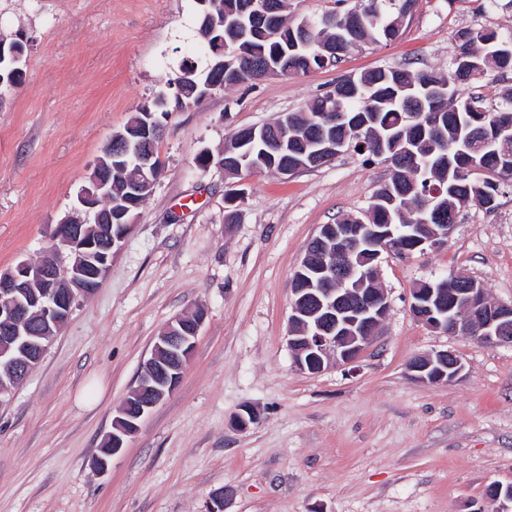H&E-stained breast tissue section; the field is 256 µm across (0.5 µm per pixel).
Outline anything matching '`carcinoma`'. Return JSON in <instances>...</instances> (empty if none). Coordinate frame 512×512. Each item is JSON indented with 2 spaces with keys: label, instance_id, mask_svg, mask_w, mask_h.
<instances>
[{
  "label": "carcinoma",
  "instance_id": "carcinoma-1",
  "mask_svg": "<svg viewBox=\"0 0 512 512\" xmlns=\"http://www.w3.org/2000/svg\"><path fill=\"white\" fill-rule=\"evenodd\" d=\"M417 0H336V8L326 12L331 25L307 20L306 34L296 22H284L277 30L261 34L253 30L240 14L243 0H210L212 23L224 34L221 52L200 41L204 51L199 62L182 61L172 79L174 91L170 108L195 101L191 82L212 76L217 56L224 57V87L251 80V75L273 65L291 75H305L309 67L334 65L347 51L367 44L398 38L411 7ZM455 37L459 52L480 47L484 76L495 69L501 74L512 71V37H502L487 28H462ZM304 49L282 54L287 46L301 39ZM456 57L448 62V73L428 70L410 72L402 68L378 69L354 79L343 80L336 88L317 97L304 112H291L282 122L288 131V151L269 153L262 137L244 139L234 132L224 146V159H234L228 170H268L283 164L308 162L316 150L307 130L315 122H325L333 110L352 122L362 115L375 123L370 139L359 141L348 135L343 124L328 125L326 130L346 146H366L372 158L392 159L395 174L375 193L380 198L369 211V224H392L412 229L426 238L439 224L448 223V208L455 210L468 202L485 206L497 201L501 189H512V138L497 137L495 126L502 114L512 115V88L502 93L501 104L489 107L483 97L465 91L466 81L457 72ZM425 110L433 114V124L423 128L405 121L406 113ZM424 207L441 215L428 222L417 220Z\"/></svg>",
  "mask_w": 512,
  "mask_h": 512
}]
</instances>
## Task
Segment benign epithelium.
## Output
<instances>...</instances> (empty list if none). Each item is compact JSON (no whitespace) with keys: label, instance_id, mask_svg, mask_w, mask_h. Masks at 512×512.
<instances>
[{"label":"benign epithelium","instance_id":"1","mask_svg":"<svg viewBox=\"0 0 512 512\" xmlns=\"http://www.w3.org/2000/svg\"><path fill=\"white\" fill-rule=\"evenodd\" d=\"M244 10L250 11L253 23L262 22L276 12L272 0L261 8L248 2ZM146 122L130 138L115 133L107 149L109 159L131 158L130 163H97L92 185L78 196L79 204L88 214H95L102 222L99 235L87 234L83 223L68 222L56 225L51 232L53 248L39 261L23 260L5 273H0V338L6 348L0 349V359L7 378L0 380V395L12 390L16 377L27 375L42 360L45 351L60 327L68 321L76 302L90 296L108 272L112 259L132 228L133 213L141 207L144 196L152 193L158 179V165L152 146L161 132L156 119L155 106L144 108ZM345 143L321 139L316 151L322 166L344 150ZM123 174L126 194L117 210L105 209L112 202V174ZM118 227H112V223ZM454 225L441 224L434 234L415 246L439 248L448 242ZM354 240L341 237L332 224L320 227L319 235L336 237V248L324 252L319 261L311 262L306 256L299 270L304 286L293 289L291 324L288 348L296 366L311 374L324 371L332 365L350 364L367 347L374 333L386 317L388 302L376 287L378 266L359 274L343 262L349 247L365 243L374 249L375 259L381 251L390 248L406 253L399 244L398 234L388 229L372 234L368 224L356 226ZM66 247L75 255L74 263L61 267L59 248ZM411 310L415 318L425 325L442 329L450 334L464 333L496 343L512 345V305L490 299L477 282L459 283L457 278L424 282L413 289ZM34 316L42 323L40 335L33 336L26 318ZM194 318L193 335L185 336L187 317L175 318L158 336L145 374L137 388L125 401L109 436L111 444L104 449L105 456L95 461L99 471L108 468L110 458L119 454L126 437L139 429L142 418L160 401L170 395L181 379L183 359L190 356L196 336L205 320L198 311ZM408 369L420 381L429 383L451 382L464 371L462 359L450 351H435L413 358ZM490 499L499 503L498 512H512V485L490 486Z\"/></svg>","mask_w":512,"mask_h":512}]
</instances>
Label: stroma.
Here are the masks:
<instances>
[{
	"label": "stroma",
	"mask_w": 512,
	"mask_h": 512,
	"mask_svg": "<svg viewBox=\"0 0 512 512\" xmlns=\"http://www.w3.org/2000/svg\"><path fill=\"white\" fill-rule=\"evenodd\" d=\"M464 27L512 34V0H419L395 41L169 114L163 173L100 288L0 398V512H207L220 490L224 512H491L487 487L512 483V346L434 330L410 302L417 284L462 275L512 304V193L462 208L443 247L383 251L375 337L354 363L310 374L287 345L293 274L321 225L368 217L390 168L354 150L290 176L197 163L345 76L446 72ZM195 29V0H0V35L32 41L23 85L0 101V272L51 246L112 133L200 59ZM198 309L177 388L99 473L157 336ZM438 350L462 375L418 381L409 362ZM246 406L259 419L241 430Z\"/></svg>",
	"instance_id": "1"
}]
</instances>
